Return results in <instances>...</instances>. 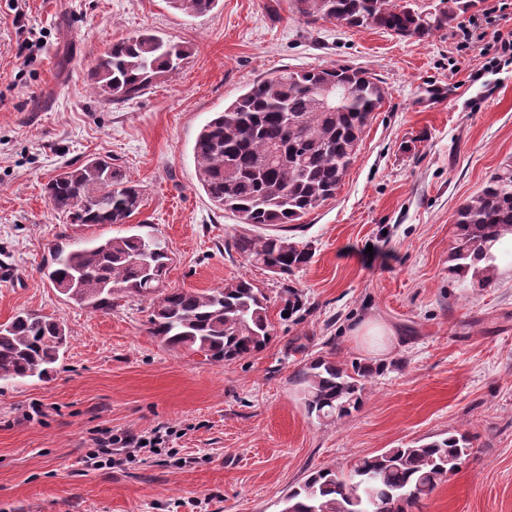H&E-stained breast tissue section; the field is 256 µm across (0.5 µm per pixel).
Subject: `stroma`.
<instances>
[{
    "label": "stroma",
    "instance_id": "35a3bbf8",
    "mask_svg": "<svg viewBox=\"0 0 512 512\" xmlns=\"http://www.w3.org/2000/svg\"><path fill=\"white\" fill-rule=\"evenodd\" d=\"M21 26L41 39L28 58ZM144 30L190 56L138 97L101 101L94 58ZM481 49L453 26L420 41L310 24L289 0H220L195 17L167 0H22L18 12L0 0V323L35 310L69 334L48 379L0 380V512H282L323 467L451 432L473 451L421 512H512V254L488 288L448 273L456 210L512 161V59L491 67ZM340 65L382 81L386 97L335 198L284 228L313 254L286 281L226 248L240 225L199 186L193 145L273 71ZM94 156L144 190L127 223L74 224L48 203L60 168ZM139 224L173 253L167 287H259L271 343L212 363L152 336L148 302L92 312L45 276L52 244ZM289 287L304 306L288 318ZM368 321L391 330L384 349L358 335ZM321 356L372 371L360 409L335 423L308 417L294 383ZM158 426L174 428L175 456L85 469L91 431Z\"/></svg>",
    "mask_w": 512,
    "mask_h": 512
}]
</instances>
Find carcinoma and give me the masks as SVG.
<instances>
[{
	"label": "carcinoma",
	"mask_w": 512,
	"mask_h": 512,
	"mask_svg": "<svg viewBox=\"0 0 512 512\" xmlns=\"http://www.w3.org/2000/svg\"><path fill=\"white\" fill-rule=\"evenodd\" d=\"M218 0H171L174 8L205 15ZM481 0H436L428 9L407 0H289L310 24L336 21L425 40L476 10ZM188 47L144 31L109 45L89 78L104 102L140 95L154 80L177 71ZM332 90L331 109L318 105ZM386 91L361 70H283L239 95L199 131L193 159L197 179L217 208L247 226L295 224L333 198L360 151L372 113ZM55 212L74 224H125L142 206L140 185L105 159L69 166L46 184ZM452 265L459 278L491 285L500 247L512 240V162L500 166L482 190L457 210ZM226 247L278 276L307 266L312 251L287 236L242 230ZM169 247L149 233L59 244L45 275L75 305L107 313L115 301H150V332L172 349L201 353L214 363L250 357L272 340L267 298L239 278L208 292L163 287ZM68 333L59 320L21 312L0 324V379H43L59 361ZM366 372H350L318 358L298 375V395L308 416L335 422L359 408ZM471 439L448 436L420 445L388 448L353 461L345 474L324 468L293 489L283 512H412L469 456Z\"/></svg>",
	"instance_id": "1"
}]
</instances>
